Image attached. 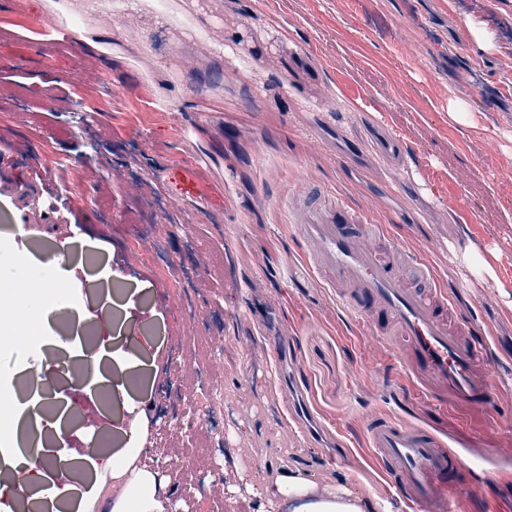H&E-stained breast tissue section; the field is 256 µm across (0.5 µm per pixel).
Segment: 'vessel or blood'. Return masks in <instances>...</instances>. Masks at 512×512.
<instances>
[{
	"mask_svg": "<svg viewBox=\"0 0 512 512\" xmlns=\"http://www.w3.org/2000/svg\"><path fill=\"white\" fill-rule=\"evenodd\" d=\"M284 203L305 262L337 300L370 331L382 322L392 326L394 346L412 351L405 383L420 400L441 410L492 409L489 341L474 319L452 318L441 284L412 283V276H425V266L394 251L387 225L370 223L326 187L307 188L301 199ZM363 433L411 512H451L464 487V463L446 432L374 413Z\"/></svg>",
	"mask_w": 512,
	"mask_h": 512,
	"instance_id": "obj_1",
	"label": "vessel or blood"
}]
</instances>
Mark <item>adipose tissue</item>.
<instances>
[{
  "label": "adipose tissue",
  "instance_id": "obj_1",
  "mask_svg": "<svg viewBox=\"0 0 512 512\" xmlns=\"http://www.w3.org/2000/svg\"><path fill=\"white\" fill-rule=\"evenodd\" d=\"M20 227L0 232V253H8L16 269L14 280L0 282V357L17 356L38 345L69 346L64 331L47 332L53 316L60 312L86 316L85 303L58 270L68 256L69 243H61L49 259L14 249ZM137 358L117 350L99 349L88 361L68 372L69 387L87 392L99 383L109 385L110 394L126 399V381ZM26 381L0 391V486L10 489L12 502L25 500L32 487L50 499L75 502L77 512H167L172 494L171 480L160 468L141 464L148 441V420L139 413L130 418L122 447L98 453L97 457L70 456V463L92 469L91 480L77 486L65 481L59 459L46 448L37 455L23 456L21 429L25 422L50 425L61 431V420L46 421L41 391L50 387L55 374L49 364L24 365ZM232 492L244 491L269 505L271 512H374L372 501L346 485L326 487L298 470L271 474L236 466Z\"/></svg>",
  "mask_w": 512,
  "mask_h": 512
}]
</instances>
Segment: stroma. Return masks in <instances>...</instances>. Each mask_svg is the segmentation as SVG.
<instances>
[{"label":"stroma","mask_w":512,"mask_h":512,"mask_svg":"<svg viewBox=\"0 0 512 512\" xmlns=\"http://www.w3.org/2000/svg\"><path fill=\"white\" fill-rule=\"evenodd\" d=\"M162 12L171 22L157 24ZM115 25L126 36L112 65L79 48ZM77 109L91 115L81 129ZM389 134L402 166L374 150ZM310 182L389 225L452 287L455 311L483 319L498 355L492 414L417 400L406 352L361 329L308 267L279 200ZM25 192L54 223L23 224ZM2 212L24 226L17 248L73 240V287L123 283L130 325L162 330L150 388L129 399L149 410L143 463L173 462L180 512H258L256 498L220 492L226 456L400 512L362 418L407 408L492 473L462 512H512V385L499 382L512 369V0H103L78 31L30 0H0ZM148 231L168 278L129 246ZM204 387L210 414L164 426Z\"/></svg>","instance_id":"stroma-1"}]
</instances>
